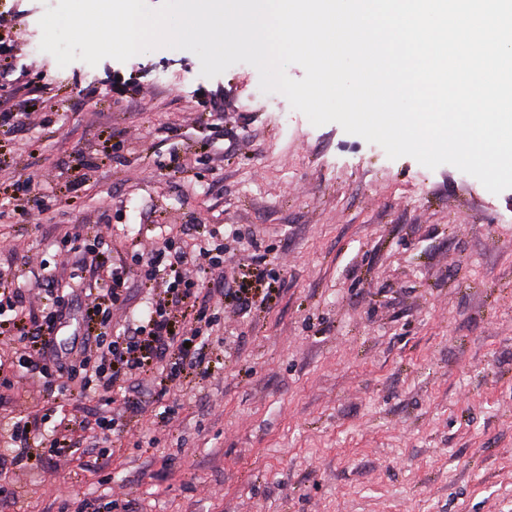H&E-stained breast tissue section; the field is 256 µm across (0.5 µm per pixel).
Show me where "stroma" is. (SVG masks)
<instances>
[{
	"instance_id": "stroma-1",
	"label": "stroma",
	"mask_w": 512,
	"mask_h": 512,
	"mask_svg": "<svg viewBox=\"0 0 512 512\" xmlns=\"http://www.w3.org/2000/svg\"><path fill=\"white\" fill-rule=\"evenodd\" d=\"M32 6L0 0V113L17 115L0 275L27 309L71 247L100 239L133 270L200 224L240 281L278 294L242 312L207 274V377L144 381L122 433L79 454L35 442L36 467L0 477V512H512V189L313 126L246 63L207 78L168 49L59 67L33 48ZM105 299L73 298L61 348ZM36 408L62 416L37 377L0 385V415Z\"/></svg>"
}]
</instances>
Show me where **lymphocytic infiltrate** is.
<instances>
[{
  "label": "lymphocytic infiltrate",
  "instance_id": "f902f5d3",
  "mask_svg": "<svg viewBox=\"0 0 512 512\" xmlns=\"http://www.w3.org/2000/svg\"><path fill=\"white\" fill-rule=\"evenodd\" d=\"M89 267L106 271L109 304L93 310L91 317L101 331L85 344L82 356L72 361L55 351L53 338L65 319L64 290L86 288L82 274ZM208 268L223 271L224 291L234 295L241 308L252 306L248 289L235 285L234 268L224 265L223 247H211L204 234L188 248L170 240L162 253L141 261L138 270L142 287L157 291V300L122 333L108 338L102 328L109 320L110 305L125 299L129 273L120 267H109L96 249L79 251L68 277L53 278L52 303L40 315H26L15 291L0 296V334L16 333L18 342L8 359H0V370L9 368L21 375L42 378L46 396L56 401L75 395L109 397L133 380L157 378L167 386L177 387L186 374L207 376L209 367L203 349L213 324L211 318L196 311L195 304L205 287L203 272ZM119 427L116 419L100 416L82 421L77 427L71 419L64 418L48 430L37 414H25L11 427L9 466L14 471L32 467L33 440H46L50 451L58 452L70 447L76 430L102 439L118 433Z\"/></svg>",
  "mask_w": 512,
  "mask_h": 512
}]
</instances>
